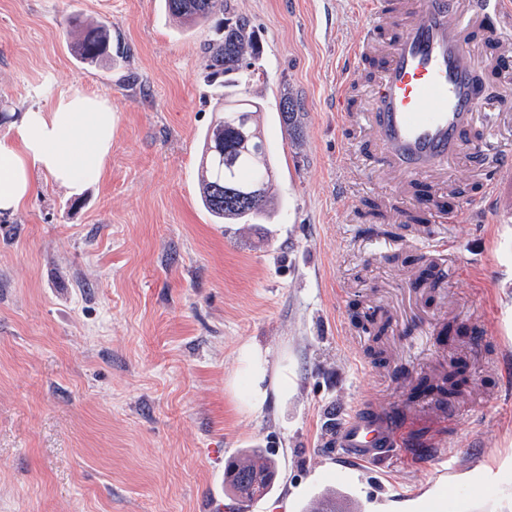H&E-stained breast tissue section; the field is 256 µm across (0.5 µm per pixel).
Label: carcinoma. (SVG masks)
Segmentation results:
<instances>
[{"label": "carcinoma", "mask_w": 512, "mask_h": 512, "mask_svg": "<svg viewBox=\"0 0 512 512\" xmlns=\"http://www.w3.org/2000/svg\"><path fill=\"white\" fill-rule=\"evenodd\" d=\"M169 16L185 29L219 18L221 37L204 49L207 78H222L234 87L247 84L248 61L259 56L247 17L230 12L228 0H164ZM83 36L70 44L73 56L81 62H96L110 56L111 34L102 23L79 24ZM301 105L289 93L280 101V121L295 126L300 121ZM217 116L205 133L202 153L201 203L218 224H252L268 213L273 199L275 166L257 121L261 106L243 89L233 98H224L215 107ZM257 186L260 195L253 201L244 193ZM448 368L431 380L438 407L448 410L459 394L457 370ZM277 475L273 462L259 450L234 460V475L224 480L231 493L247 501L267 493Z\"/></svg>", "instance_id": "cac0c4a2"}]
</instances>
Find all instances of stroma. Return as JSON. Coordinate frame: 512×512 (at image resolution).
<instances>
[{
  "mask_svg": "<svg viewBox=\"0 0 512 512\" xmlns=\"http://www.w3.org/2000/svg\"><path fill=\"white\" fill-rule=\"evenodd\" d=\"M260 47L247 91L275 161L272 215L216 224L199 202L211 26L183 33L160 0H0V138L29 108L78 88L108 99L112 153L101 181L70 194L41 172L0 213V512H308L329 488L355 512H512V221L479 209L487 169H449L438 224H370L365 200L418 207L412 188L370 162L368 129L339 125L336 64L365 23L362 0H230ZM104 23L121 66L78 62L75 19ZM303 107L279 121L283 93ZM478 144L512 155V70L495 74ZM350 187L338 195L337 185ZM445 272L414 277L419 256ZM395 325L390 368L366 355L357 306ZM275 384L247 406L245 347ZM467 354L465 393L445 421L448 466L419 475L399 458L344 467L330 432L358 402L408 398L418 377ZM274 459V490L239 506L224 467L246 449Z\"/></svg>",
  "mask_w": 512,
  "mask_h": 512,
  "instance_id": "stroma-1",
  "label": "stroma"
}]
</instances>
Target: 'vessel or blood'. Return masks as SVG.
<instances>
[{
  "label": "vessel or blood",
  "instance_id": "vessel-or-blood-1",
  "mask_svg": "<svg viewBox=\"0 0 512 512\" xmlns=\"http://www.w3.org/2000/svg\"><path fill=\"white\" fill-rule=\"evenodd\" d=\"M457 0H366V25L342 65L341 87L362 77L366 57L382 66L369 89L364 111L349 109L337 96L343 122L364 123L380 166L422 181L444 171L456 156L477 151L472 137L482 93L469 53L472 33L485 29L489 15L512 21V0H468L458 16ZM485 184L493 211L512 216V158L492 165ZM415 409H396L374 399L356 410L330 435L338 458L361 466L380 464L401 448L412 449L422 468L439 458L434 448H412L408 430Z\"/></svg>",
  "mask_w": 512,
  "mask_h": 512
}]
</instances>
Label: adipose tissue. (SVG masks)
<instances>
[{
	"label": "adipose tissue",
	"instance_id": "ef3b65f1",
	"mask_svg": "<svg viewBox=\"0 0 512 512\" xmlns=\"http://www.w3.org/2000/svg\"><path fill=\"white\" fill-rule=\"evenodd\" d=\"M112 124L111 104L79 89L25 112L11 137L0 139V211L24 206L36 171L74 192L98 182L112 152Z\"/></svg>",
	"mask_w": 512,
	"mask_h": 512
}]
</instances>
